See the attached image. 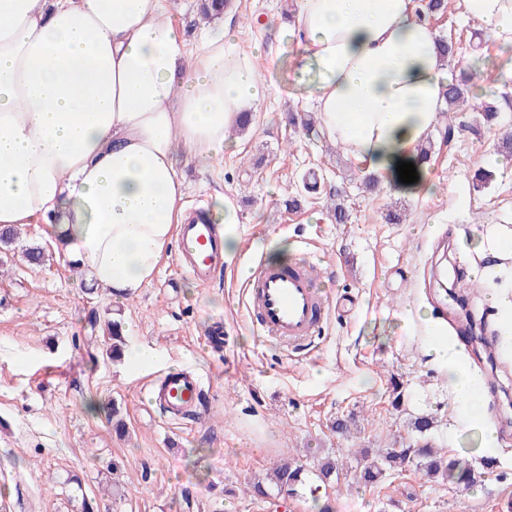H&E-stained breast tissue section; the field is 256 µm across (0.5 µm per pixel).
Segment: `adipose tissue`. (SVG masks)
<instances>
[{
  "label": "adipose tissue",
  "instance_id": "obj_1",
  "mask_svg": "<svg viewBox=\"0 0 512 512\" xmlns=\"http://www.w3.org/2000/svg\"><path fill=\"white\" fill-rule=\"evenodd\" d=\"M465 14L512 44V0H461ZM293 30L319 124L374 173L415 161L443 104L446 61L413 0H297ZM235 29H205L200 49L162 0H0V227H59L65 255L128 298L150 284L187 221L177 149L213 161L230 129L269 90L234 50ZM494 242L470 276L487 285L512 335V275L495 280ZM433 353L468 423L498 444L481 371L461 349Z\"/></svg>",
  "mask_w": 512,
  "mask_h": 512
}]
</instances>
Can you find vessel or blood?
Segmentation results:
<instances>
[{"label":"vessel or blood","mask_w":512,"mask_h":512,"mask_svg":"<svg viewBox=\"0 0 512 512\" xmlns=\"http://www.w3.org/2000/svg\"><path fill=\"white\" fill-rule=\"evenodd\" d=\"M181 263L191 277L209 282L227 266L215 225L191 222L178 236ZM313 265L284 267L263 261L248 266L243 285L244 304L251 321L265 338L284 347L292 356H302L315 346L332 303L316 286ZM204 394L202 379L194 372L164 375L156 390L160 406L178 418L195 408Z\"/></svg>","instance_id":"vessel-or-blood-1"}]
</instances>
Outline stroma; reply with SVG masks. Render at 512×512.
Returning <instances> with one entry per match:
<instances>
[{
  "mask_svg": "<svg viewBox=\"0 0 512 512\" xmlns=\"http://www.w3.org/2000/svg\"><path fill=\"white\" fill-rule=\"evenodd\" d=\"M296 9V0H236V48L244 56L262 51L260 73L271 93L221 160L178 151L184 205L208 210L218 194L234 200V258L267 260L283 247L289 259L309 258L322 288L353 301L350 316L333 315L317 348L298 359L252 326L240 269L202 284L172 254L148 286L120 299L60 259L53 225L21 226L17 249H0V512H78L66 482L73 475L99 512H318L322 505L329 512H512V360L465 348L495 389L499 445L486 453L457 423L448 378L431 359V338L416 312L427 304L440 315L438 300L448 292L457 296L452 313L463 325L494 320L484 286L455 288L465 274L459 240L489 227L512 239V180L497 176L502 155L491 145L497 133L512 134V121L475 131L473 113H440L439 125L460 130L448 143L429 134V190H404L384 178L363 188L360 160L287 122L288 113L315 110L298 45L285 31ZM452 28L461 30L462 43L449 74L480 59L483 100L512 92V45L487 34L459 0H448L436 25L442 35ZM481 171L494 174L482 189ZM309 172L320 180L318 192L286 210ZM336 188L348 209L342 224L330 212L328 193ZM394 210L401 223H388ZM437 226L446 238L440 250ZM36 246L46 252L39 264L23 255ZM107 312L121 320L128 349L158 351L153 367L103 355ZM218 321L228 344L214 352L205 336ZM173 367L206 380L200 405L177 424L164 420L147 390ZM427 413L436 447L480 472L474 486L434 482L411 468L371 486L355 483L358 449L415 444L413 422ZM116 417L124 433L113 429ZM340 420L350 434L336 431ZM328 452L351 485L325 490L313 477L297 495L269 502L244 492L282 458L308 468ZM489 457L497 470L485 469Z\"/></svg>",
  "mask_w": 512,
  "mask_h": 512,
  "instance_id": "stroma-1",
  "label": "stroma"
}]
</instances>
